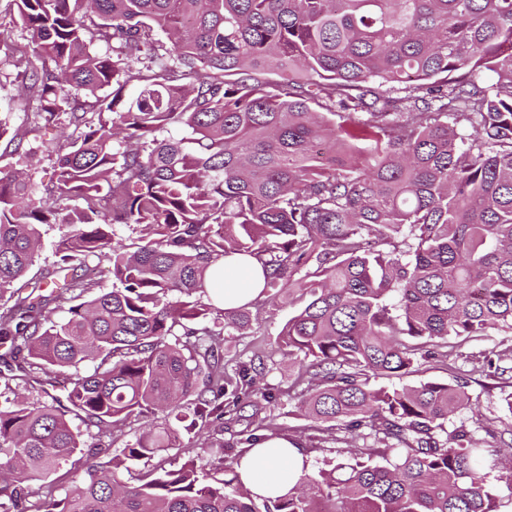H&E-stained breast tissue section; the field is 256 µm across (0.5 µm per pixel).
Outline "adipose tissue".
I'll list each match as a JSON object with an SVG mask.
<instances>
[{
  "mask_svg": "<svg viewBox=\"0 0 512 512\" xmlns=\"http://www.w3.org/2000/svg\"><path fill=\"white\" fill-rule=\"evenodd\" d=\"M262 265L250 256L219 260L209 271L210 295H223L225 308H238L260 299ZM305 456L287 438L272 436L243 455L235 471L245 487L264 497L287 495L303 475Z\"/></svg>",
  "mask_w": 512,
  "mask_h": 512,
  "instance_id": "obj_1",
  "label": "adipose tissue"
}]
</instances>
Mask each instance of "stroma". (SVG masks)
I'll return each instance as SVG.
<instances>
[{
	"label": "stroma",
	"instance_id": "stroma-1",
	"mask_svg": "<svg viewBox=\"0 0 512 512\" xmlns=\"http://www.w3.org/2000/svg\"><path fill=\"white\" fill-rule=\"evenodd\" d=\"M15 16L12 0H0V113L8 116L12 127L26 131L24 146L37 153L34 181L41 186L52 175L51 151L61 139L62 128L58 125L35 128V101L20 97L15 86L4 78L5 73L12 70L11 61L17 51L34 49L30 33L15 23ZM250 311L253 317L250 329L239 331L228 327L224 330V371L233 373L242 361L255 367L253 404L245 408V415L251 416L257 434L285 437L297 444L308 458L310 475H317L320 469L345 457L352 442L335 423L313 421L300 408L292 387L300 357L289 354L280 336L294 312L293 307L285 304L274 307L263 298L254 303ZM468 390L478 396L479 405L475 411L465 413L463 419L475 427L477 437L483 438L491 450L483 468L498 498L499 512H512V486L504 480L512 471V451L500 448L498 439L499 432L512 427V415L501 408V391L495 380L476 376L470 380ZM243 428V423L235 422L215 433V440L227 446L221 456L215 450L201 447L199 442L182 438L180 451L170 457L167 468L176 469L191 461L202 471L220 476L222 466L234 464L236 455L247 451L246 445L239 442Z\"/></svg>",
	"mask_w": 512,
	"mask_h": 512
}]
</instances>
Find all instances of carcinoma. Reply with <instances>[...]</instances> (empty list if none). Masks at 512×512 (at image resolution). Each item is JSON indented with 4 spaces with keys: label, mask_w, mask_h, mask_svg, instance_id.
<instances>
[{
    "label": "carcinoma",
    "mask_w": 512,
    "mask_h": 512,
    "mask_svg": "<svg viewBox=\"0 0 512 512\" xmlns=\"http://www.w3.org/2000/svg\"><path fill=\"white\" fill-rule=\"evenodd\" d=\"M13 2L54 65L19 59L13 82L69 132L50 205L0 117L18 156L0 165V386L45 375L67 404L0 405V512H498L488 449L451 420L472 405L461 347L512 334V0ZM54 225L57 261L31 276ZM229 255L309 297L281 332L309 361L301 407L371 444L274 500L192 462L131 485L129 462L242 418L255 377L224 373V320L248 327L249 307L206 287ZM429 360L451 379L371 384ZM485 367L512 384V346Z\"/></svg>",
    "instance_id": "obj_1"
}]
</instances>
